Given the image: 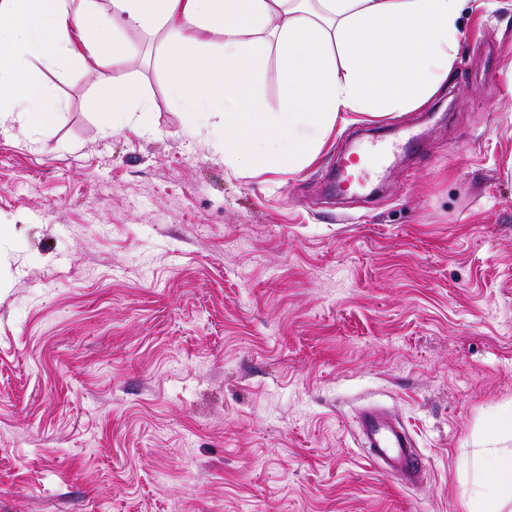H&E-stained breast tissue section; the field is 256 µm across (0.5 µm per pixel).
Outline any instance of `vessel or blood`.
<instances>
[{
    "mask_svg": "<svg viewBox=\"0 0 512 512\" xmlns=\"http://www.w3.org/2000/svg\"><path fill=\"white\" fill-rule=\"evenodd\" d=\"M358 444L381 472L404 484H414L422 460L404 424L380 408H365L357 415Z\"/></svg>",
    "mask_w": 512,
    "mask_h": 512,
    "instance_id": "obj_1",
    "label": "vessel or blood"
}]
</instances>
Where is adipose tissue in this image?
<instances>
[{
  "label": "adipose tissue",
  "mask_w": 512,
  "mask_h": 512,
  "mask_svg": "<svg viewBox=\"0 0 512 512\" xmlns=\"http://www.w3.org/2000/svg\"><path fill=\"white\" fill-rule=\"evenodd\" d=\"M0 0V105L31 134L61 108L44 70L90 57L102 74L96 109L112 130L132 118L136 88L112 66L134 53L128 30L161 37L170 89L189 134L208 128L236 167L276 173L315 162L348 115L384 118L424 103L447 79L460 0ZM219 43L204 40V33ZM282 85L277 109L256 93L269 50ZM470 512L512 502V448L481 449Z\"/></svg>",
  "instance_id": "adipose-tissue-1"
}]
</instances>
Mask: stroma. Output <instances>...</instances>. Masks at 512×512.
<instances>
[{"instance_id":"1","label":"stroma","mask_w":512,"mask_h":512,"mask_svg":"<svg viewBox=\"0 0 512 512\" xmlns=\"http://www.w3.org/2000/svg\"><path fill=\"white\" fill-rule=\"evenodd\" d=\"M459 28L426 103L292 175L190 136L138 31L132 124L104 131L77 60L38 139L0 117V512H468L474 452L512 448V0ZM403 126L413 152L337 195V157ZM366 406L414 485L359 448ZM356 418L358 444L368 459L384 475L414 484L423 463L404 424L380 408L362 409Z\"/></svg>"}]
</instances>
